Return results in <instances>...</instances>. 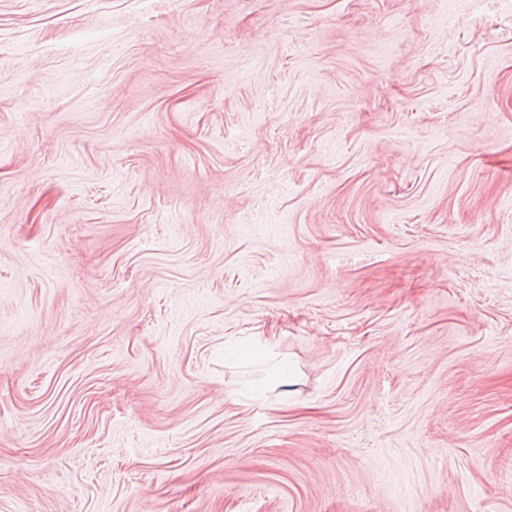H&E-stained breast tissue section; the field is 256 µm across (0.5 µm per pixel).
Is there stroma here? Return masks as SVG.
<instances>
[{
  "instance_id": "35a3bbf8",
  "label": "stroma",
  "mask_w": 512,
  "mask_h": 512,
  "mask_svg": "<svg viewBox=\"0 0 512 512\" xmlns=\"http://www.w3.org/2000/svg\"><path fill=\"white\" fill-rule=\"evenodd\" d=\"M0 512H512V0H0Z\"/></svg>"
}]
</instances>
